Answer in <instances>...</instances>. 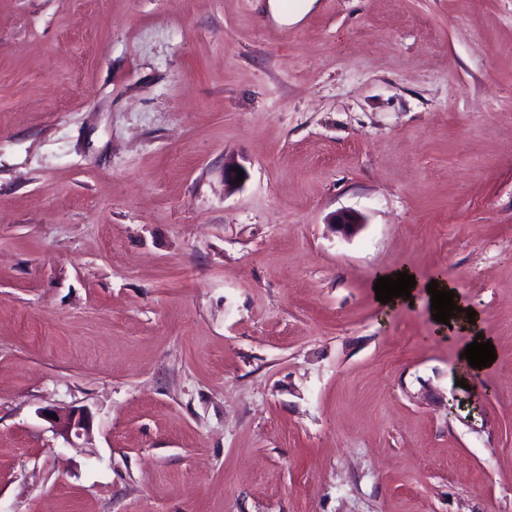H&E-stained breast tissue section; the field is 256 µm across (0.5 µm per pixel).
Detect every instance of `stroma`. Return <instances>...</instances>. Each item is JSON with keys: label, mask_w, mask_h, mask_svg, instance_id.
I'll return each instance as SVG.
<instances>
[{"label": "stroma", "mask_w": 512, "mask_h": 512, "mask_svg": "<svg viewBox=\"0 0 512 512\" xmlns=\"http://www.w3.org/2000/svg\"><path fill=\"white\" fill-rule=\"evenodd\" d=\"M265 3L0 0V512H512V0ZM344 236H353L357 234L363 227V220L358 214L352 212H339L335 213L330 223ZM47 413L56 414L57 419L48 418ZM42 415L48 418L60 434L72 447H79L74 439L88 437L92 429V416L80 410H45Z\"/></svg>", "instance_id": "stroma-1"}]
</instances>
